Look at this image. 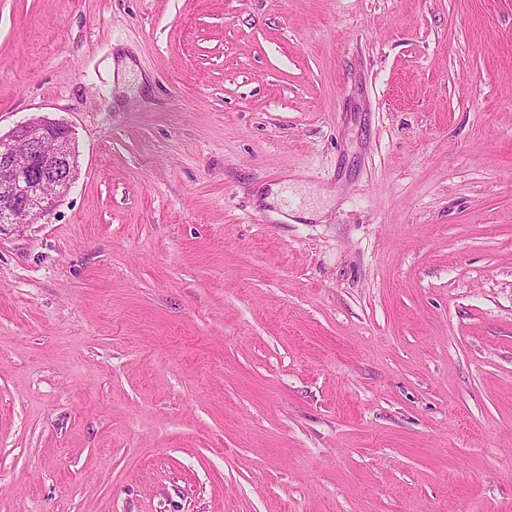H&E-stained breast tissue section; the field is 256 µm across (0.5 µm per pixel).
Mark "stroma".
Returning <instances> with one entry per match:
<instances>
[{
    "label": "stroma",
    "mask_w": 512,
    "mask_h": 512,
    "mask_svg": "<svg viewBox=\"0 0 512 512\" xmlns=\"http://www.w3.org/2000/svg\"><path fill=\"white\" fill-rule=\"evenodd\" d=\"M36 115L0 512H512V0H0ZM0 172V233L45 217L77 177L71 130L46 116L16 126L0 136Z\"/></svg>",
    "instance_id": "1"
}]
</instances>
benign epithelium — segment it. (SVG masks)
<instances>
[{"instance_id":"7a95c632","label":"benign epithelium","mask_w":512,"mask_h":512,"mask_svg":"<svg viewBox=\"0 0 512 512\" xmlns=\"http://www.w3.org/2000/svg\"><path fill=\"white\" fill-rule=\"evenodd\" d=\"M0 232L48 215L78 173L71 130L36 116L0 136Z\"/></svg>"}]
</instances>
